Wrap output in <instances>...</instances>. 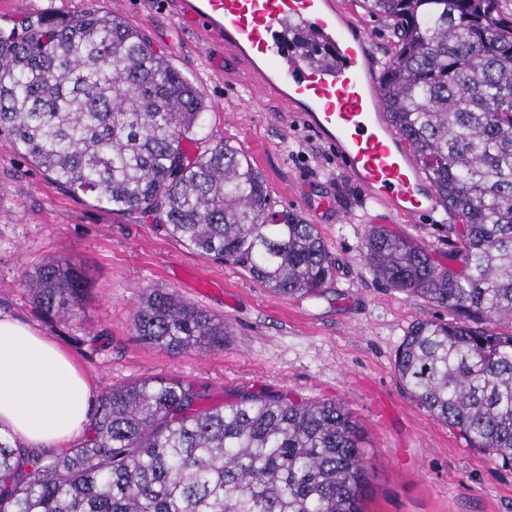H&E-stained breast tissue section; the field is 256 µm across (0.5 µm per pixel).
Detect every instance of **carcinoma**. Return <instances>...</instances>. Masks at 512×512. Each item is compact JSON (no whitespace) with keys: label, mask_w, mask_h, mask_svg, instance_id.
Listing matches in <instances>:
<instances>
[{"label":"carcinoma","mask_w":512,"mask_h":512,"mask_svg":"<svg viewBox=\"0 0 512 512\" xmlns=\"http://www.w3.org/2000/svg\"><path fill=\"white\" fill-rule=\"evenodd\" d=\"M499 0H363L397 38L380 78L389 124L444 208L448 264L371 227L362 254L383 284L448 309L407 331V393L471 448L512 469V20ZM203 92L122 18L88 11L0 29V133L59 186L114 214L152 217L198 255L239 265L281 297L317 296L336 260L313 224L275 210L260 172L223 144L191 157ZM51 314L81 309L79 266L52 259L25 280ZM141 340L170 352L224 346V320L148 288ZM204 391L143 379L104 392L87 433L45 457L0 433V512H361L360 435L334 402Z\"/></svg>","instance_id":"obj_1"}]
</instances>
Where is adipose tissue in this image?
Returning <instances> with one entry per match:
<instances>
[{"instance_id":"1","label":"adipose tissue","mask_w":512,"mask_h":512,"mask_svg":"<svg viewBox=\"0 0 512 512\" xmlns=\"http://www.w3.org/2000/svg\"><path fill=\"white\" fill-rule=\"evenodd\" d=\"M94 391L50 336L0 314V431L29 448H61L85 429Z\"/></svg>"}]
</instances>
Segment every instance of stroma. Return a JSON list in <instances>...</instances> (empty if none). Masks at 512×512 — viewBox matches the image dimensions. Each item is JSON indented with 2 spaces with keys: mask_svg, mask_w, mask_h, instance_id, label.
I'll list each match as a JSON object with an SVG mask.
<instances>
[{
  "mask_svg": "<svg viewBox=\"0 0 512 512\" xmlns=\"http://www.w3.org/2000/svg\"><path fill=\"white\" fill-rule=\"evenodd\" d=\"M180 0H0V29L25 17L121 16L168 63L195 83L207 103L203 143L244 152L266 180L276 209L315 224L336 259V276L315 298L278 297L232 264L202 258L153 218L115 216L92 197L75 196L33 166L0 134V312L51 336L82 367L95 394L143 378L205 388L223 406L244 390L341 404L357 425L367 464L364 512H512V470L468 447L459 434L401 388L395 351L408 328L448 319L447 309L378 282L362 257L375 224L430 245L448 261V224L384 216L365 205L343 175L335 147L280 97L257 93L245 61L178 19ZM346 22L363 30L370 53L388 61L390 21L361 0H336ZM52 258L74 260L88 292L76 317L38 313L22 284ZM147 288L175 290L190 305L224 319L223 348L172 353L135 336L132 319Z\"/></svg>",
  "mask_w": 512,
  "mask_h": 512,
  "instance_id": "35a3bbf8",
  "label": "stroma"
}]
</instances>
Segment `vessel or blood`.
Masks as SVG:
<instances>
[{"mask_svg":"<svg viewBox=\"0 0 512 512\" xmlns=\"http://www.w3.org/2000/svg\"><path fill=\"white\" fill-rule=\"evenodd\" d=\"M180 18L251 66L253 87L294 105L336 148L372 207L413 220L438 200L380 110V72L334 0H181Z\"/></svg>","mask_w":512,"mask_h":512,"instance_id":"vessel-or-blood-1","label":"vessel or blood"}]
</instances>
